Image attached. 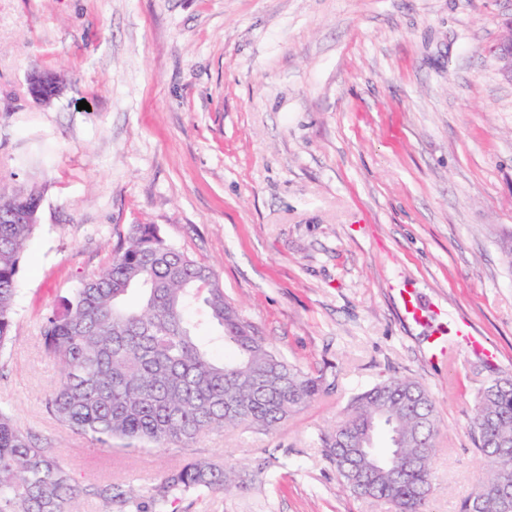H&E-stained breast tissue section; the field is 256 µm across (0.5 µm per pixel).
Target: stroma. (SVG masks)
Returning <instances> with one entry per match:
<instances>
[{
    "label": "stroma",
    "instance_id": "stroma-1",
    "mask_svg": "<svg viewBox=\"0 0 512 512\" xmlns=\"http://www.w3.org/2000/svg\"><path fill=\"white\" fill-rule=\"evenodd\" d=\"M512 0H0V192L38 191L0 406L85 483L149 485L192 458L274 467L178 512H391L341 490L320 437L349 399L419 381L441 420L428 512L482 475L469 421L512 377V82L494 48ZM64 74L35 105L31 71ZM155 225L327 392L271 432L111 449L45 408L41 339L62 297ZM425 310L408 320L396 288ZM465 326L495 352L477 363ZM441 337L445 355L430 358Z\"/></svg>",
    "mask_w": 512,
    "mask_h": 512
}]
</instances>
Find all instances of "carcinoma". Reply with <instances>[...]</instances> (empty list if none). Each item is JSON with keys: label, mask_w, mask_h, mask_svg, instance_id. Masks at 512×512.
<instances>
[{"label": "carcinoma", "mask_w": 512, "mask_h": 512, "mask_svg": "<svg viewBox=\"0 0 512 512\" xmlns=\"http://www.w3.org/2000/svg\"><path fill=\"white\" fill-rule=\"evenodd\" d=\"M34 224L0 223V348L10 339L18 274ZM45 352L62 368L46 409L71 430L126 448L192 447L227 429L279 428L327 389L277 353L224 298L212 269L169 245L152 224H133L112 264L62 299L42 325ZM229 354L217 358L213 350ZM440 420L419 382L391 378L354 396L348 417L322 439L342 487L383 501L392 512H424L431 490ZM385 430L399 454L373 450ZM480 458L495 455L475 494L459 512H502L494 480L512 472V378L482 391L470 420ZM242 487L239 473L190 459L145 488L79 486L52 449L38 446L0 408V512H71L84 494L104 512L136 504L167 512L192 492Z\"/></svg>", "instance_id": "cac0c4a2"}]
</instances>
